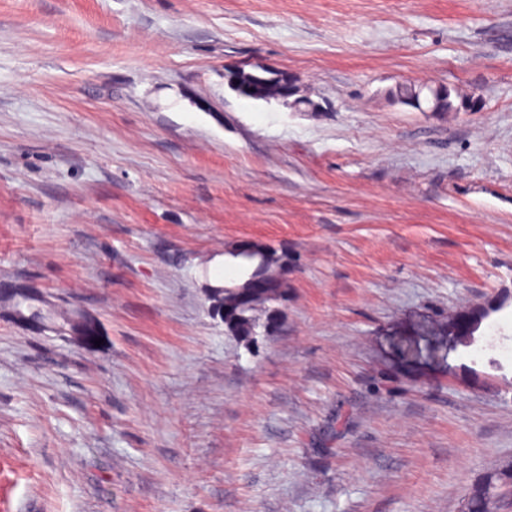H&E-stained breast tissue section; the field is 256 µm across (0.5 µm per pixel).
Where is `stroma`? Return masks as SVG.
Wrapping results in <instances>:
<instances>
[{
    "label": "stroma",
    "instance_id": "stroma-1",
    "mask_svg": "<svg viewBox=\"0 0 512 512\" xmlns=\"http://www.w3.org/2000/svg\"><path fill=\"white\" fill-rule=\"evenodd\" d=\"M243 239L284 282L250 339ZM20 279L102 343L0 312V512H462L512 461V0H0ZM436 87L406 84L395 87L390 95L403 104L410 107H421L420 99L425 97L426 103L432 105V112H461L478 111L482 108V99L478 95L459 97L460 102L455 104L452 99L451 90L444 86ZM427 90L430 97L423 96ZM257 247L249 240H241L238 245L233 249V252L240 255L251 254ZM232 250L227 254L236 260L237 264L243 271L242 282L234 286H224L214 288L212 297L215 302L229 300L238 289H244L247 286V281L251 278L262 276H275L277 275L276 268L278 258L276 252L271 249H258L252 256L247 258H240L233 255Z\"/></svg>",
    "mask_w": 512,
    "mask_h": 512
}]
</instances>
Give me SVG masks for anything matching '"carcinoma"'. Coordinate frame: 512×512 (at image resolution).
Instances as JSON below:
<instances>
[{"mask_svg":"<svg viewBox=\"0 0 512 512\" xmlns=\"http://www.w3.org/2000/svg\"><path fill=\"white\" fill-rule=\"evenodd\" d=\"M429 93L426 103L432 105L434 112L478 111L482 108V99L477 95L460 98L456 103L451 90L444 86L406 84L400 85L390 95L410 107H421L423 93ZM243 271L242 282L234 286L217 287L213 290L214 301L229 300L238 289H244L251 278L277 275L278 258L271 249H259L247 258H236ZM16 291L4 297L7 303L6 313L16 323L30 327L35 323L43 326L53 325L58 335L65 338L82 336L89 333L88 325L74 311L51 305L38 291L26 283L15 284ZM283 296L282 288H272L270 293L259 295L253 305L239 312L238 320L229 328L242 336H249L257 327V316L266 311L268 305L279 301ZM512 489V467L501 464L472 484L467 495V512H494L500 499Z\"/></svg>","mask_w":512,"mask_h":512,"instance_id":"1","label":"carcinoma"}]
</instances>
